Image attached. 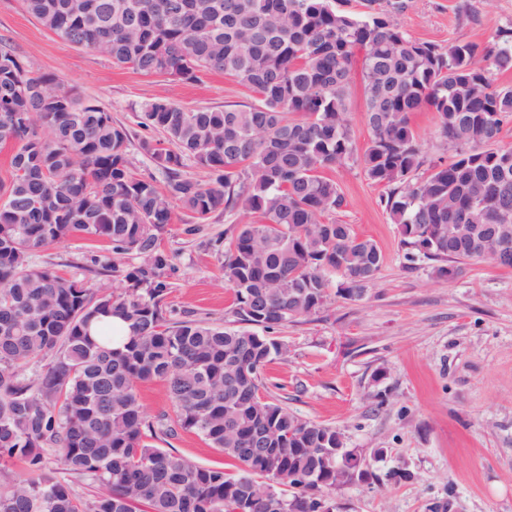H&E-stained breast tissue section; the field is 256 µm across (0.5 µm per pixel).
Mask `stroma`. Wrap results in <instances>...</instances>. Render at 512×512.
Segmentation results:
<instances>
[{
	"instance_id": "stroma-1",
	"label": "stroma",
	"mask_w": 512,
	"mask_h": 512,
	"mask_svg": "<svg viewBox=\"0 0 512 512\" xmlns=\"http://www.w3.org/2000/svg\"><path fill=\"white\" fill-rule=\"evenodd\" d=\"M396 22L414 39L491 45L512 26V0H412ZM0 41L34 70L55 75L62 90L97 101L129 135L134 172L165 186L140 143L139 116L154 98L189 110L243 109L258 96L225 74L186 81L146 75L71 45L26 12L22 0H0ZM358 235L375 240L384 263L363 298L330 297L319 314L288 324V347L262 373V391L299 417L336 427L345 447L369 452L377 474L403 467L410 481L354 484L338 490L344 512H427L447 500L450 512H512V269L468 262L439 276L433 261H407L382 187L359 166L335 171ZM175 205L159 241L171 259L164 299L174 317L238 328L233 293L225 285L224 240L239 227V211L213 215L203 233L185 231ZM107 243L76 238L35 252L33 259L99 289L125 290L109 271L91 272L89 258Z\"/></svg>"
}]
</instances>
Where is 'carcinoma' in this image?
<instances>
[{
  "mask_svg": "<svg viewBox=\"0 0 512 512\" xmlns=\"http://www.w3.org/2000/svg\"><path fill=\"white\" fill-rule=\"evenodd\" d=\"M64 41L145 74L193 80L203 71L238 78L259 97L246 109L186 110L150 102L140 126L161 135L142 149L166 176L139 178L129 137L104 107L30 69L0 43V145L12 144L0 180V512H336V490L382 483L366 457L343 447L335 427L259 396L264 367L288 353L274 337L317 315L331 288L344 299L368 291L383 264L378 244L338 215L346 207L327 172L358 164L385 189L386 209L407 258L441 263L454 277L512 236V26L491 47L411 38L392 20L409 0H364L366 12L331 0H23ZM360 65L369 139L357 154L349 109ZM436 115L453 150L424 160L411 123ZM207 183L182 176L187 162ZM202 230L218 211L256 221L224 244V282L245 327L171 321L161 305L169 258L158 241L171 200ZM76 237L101 238L94 260L132 282L105 293L36 264L32 254ZM144 257L130 270L128 255ZM130 336L93 333L106 317ZM247 376L224 391L227 358ZM42 361L30 375L27 366ZM165 384L174 415L148 419L139 384ZM191 432L237 469L200 465L156 445ZM265 434L267 452L240 449ZM94 486L78 496L58 469Z\"/></svg>",
  "mask_w": 512,
  "mask_h": 512,
  "instance_id": "1",
  "label": "carcinoma"
}]
</instances>
